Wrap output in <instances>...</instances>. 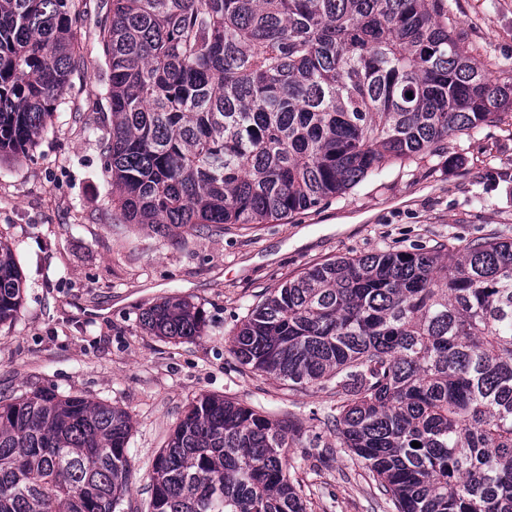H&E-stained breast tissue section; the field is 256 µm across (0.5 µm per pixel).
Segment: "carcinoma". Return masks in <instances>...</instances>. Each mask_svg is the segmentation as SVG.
<instances>
[{
    "instance_id": "cac0c4a2",
    "label": "carcinoma",
    "mask_w": 512,
    "mask_h": 512,
    "mask_svg": "<svg viewBox=\"0 0 512 512\" xmlns=\"http://www.w3.org/2000/svg\"><path fill=\"white\" fill-rule=\"evenodd\" d=\"M80 2L0 0V157L29 154L57 114ZM104 5L112 204L161 233L289 218L512 107L449 0ZM22 288L0 243V324ZM142 319L169 339L204 328L185 300ZM230 350L290 390L332 384L340 447L396 512H512V240L316 263L267 293ZM130 431L124 411L50 387L0 399V512H118ZM299 442L291 421L202 397L155 461L150 512H306Z\"/></svg>"
}]
</instances>
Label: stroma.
I'll use <instances>...</instances> for the list:
<instances>
[{
	"instance_id": "obj_1",
	"label": "stroma",
	"mask_w": 512,
	"mask_h": 512,
	"mask_svg": "<svg viewBox=\"0 0 512 512\" xmlns=\"http://www.w3.org/2000/svg\"><path fill=\"white\" fill-rule=\"evenodd\" d=\"M99 3L87 0L73 27L75 64L57 119L32 152L0 159V239L25 278L17 319L0 325V397L54 387L126 411L131 476L120 512H148L154 462L204 395L293 419L316 437V447L288 451L307 512H395L322 417L336 402L330 386L288 390L241 366L229 338L270 289L313 264L512 238V112L292 218L160 234L121 223L112 209ZM451 4L455 32L481 63L512 61V0ZM170 298L200 309L202 335L175 341L144 327L145 309Z\"/></svg>"
}]
</instances>
